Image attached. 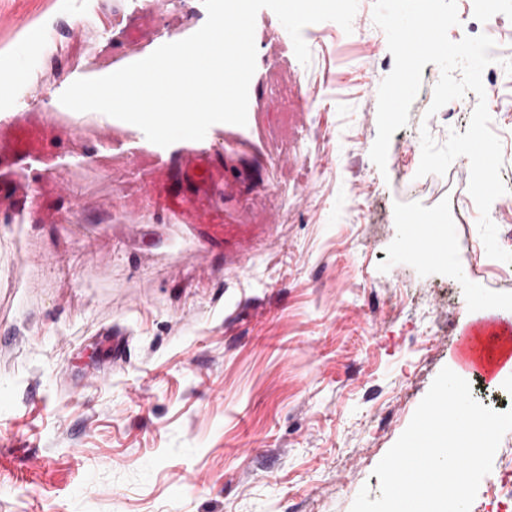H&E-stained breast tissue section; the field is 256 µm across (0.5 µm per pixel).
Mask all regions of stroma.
<instances>
[{
    "label": "stroma",
    "instance_id": "1",
    "mask_svg": "<svg viewBox=\"0 0 512 512\" xmlns=\"http://www.w3.org/2000/svg\"><path fill=\"white\" fill-rule=\"evenodd\" d=\"M373 5L348 32L305 27L306 65L261 9L246 126L161 158L140 129L50 97L200 29L203 0H0V68L44 29L57 39L22 63L23 96L0 95V512H350L361 488L379 497L375 467L474 308L512 320L463 208L469 166L405 191L421 128L444 144L476 99L429 113L440 70L425 65L385 169L370 158L394 67ZM498 26L487 107L506 192L489 216L512 252V0ZM141 170L162 210L143 207ZM434 213L453 250L429 262L404 219ZM105 336L126 340V363Z\"/></svg>",
    "mask_w": 512,
    "mask_h": 512
}]
</instances>
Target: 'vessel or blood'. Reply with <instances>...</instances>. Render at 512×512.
<instances>
[{
    "label": "vessel or blood",
    "instance_id": "1",
    "mask_svg": "<svg viewBox=\"0 0 512 512\" xmlns=\"http://www.w3.org/2000/svg\"><path fill=\"white\" fill-rule=\"evenodd\" d=\"M405 242L433 260L446 259L453 248V239L440 222L425 224L411 220L406 225ZM460 336L463 367L478 365L492 376L512 365V321L479 320L463 327Z\"/></svg>",
    "mask_w": 512,
    "mask_h": 512
}]
</instances>
